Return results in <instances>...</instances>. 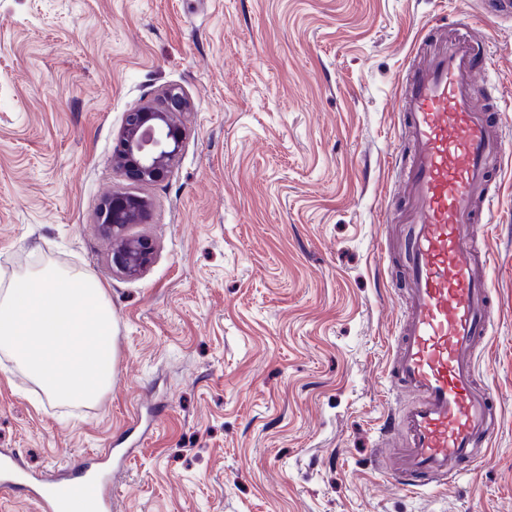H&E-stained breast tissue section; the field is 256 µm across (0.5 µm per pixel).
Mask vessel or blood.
<instances>
[{
  "label": "vessel or blood",
  "mask_w": 512,
  "mask_h": 512,
  "mask_svg": "<svg viewBox=\"0 0 512 512\" xmlns=\"http://www.w3.org/2000/svg\"><path fill=\"white\" fill-rule=\"evenodd\" d=\"M458 34L432 51H418L399 87L410 152L398 194L403 211L385 212L400 225L396 250L407 313L394 338L389 376L408 403L383 409L384 434L401 433L400 448L383 458L399 489L417 492L453 484L486 452L497 426V397L478 373L476 352L499 316L492 284L474 267L477 237H490L496 217L491 159L512 157V136L490 123L492 63L477 65L483 12L456 0ZM112 465L102 459L77 473L47 476L0 449V490L23 489L39 512H65L60 487L82 500L84 512H112Z\"/></svg>",
  "instance_id": "vessel-or-blood-1"
}]
</instances>
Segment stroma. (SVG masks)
<instances>
[{
    "mask_svg": "<svg viewBox=\"0 0 512 512\" xmlns=\"http://www.w3.org/2000/svg\"><path fill=\"white\" fill-rule=\"evenodd\" d=\"M480 7L512 99V19ZM452 21V0H0V275L89 273L117 349L88 407L0 354V448L47 474L123 450L116 512H512V166H492L501 315L477 355L491 448L438 494L376 465L405 297L383 221L397 81ZM170 85L191 102L184 146L132 184L112 163L124 114ZM115 190L152 203L136 280L96 220Z\"/></svg>",
    "mask_w": 512,
    "mask_h": 512,
    "instance_id": "1",
    "label": "stroma"
}]
</instances>
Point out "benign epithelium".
Instances as JSON below:
<instances>
[{"label": "benign epithelium", "mask_w": 512, "mask_h": 512, "mask_svg": "<svg viewBox=\"0 0 512 512\" xmlns=\"http://www.w3.org/2000/svg\"><path fill=\"white\" fill-rule=\"evenodd\" d=\"M190 107L182 90L172 85L163 90L160 104H145L126 113L114 150V166L138 185L164 179L182 148L185 129L181 115ZM150 207L144 196L117 192L106 198L98 211L102 232L114 241L112 268L128 279L142 276L156 254L152 239L126 233L130 225L146 222Z\"/></svg>", "instance_id": "benign-epithelium-1"}]
</instances>
